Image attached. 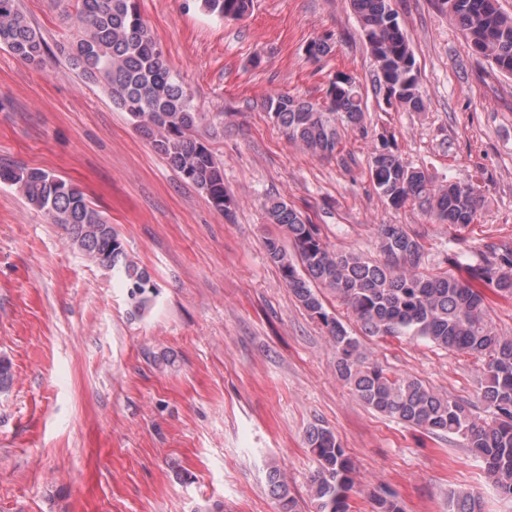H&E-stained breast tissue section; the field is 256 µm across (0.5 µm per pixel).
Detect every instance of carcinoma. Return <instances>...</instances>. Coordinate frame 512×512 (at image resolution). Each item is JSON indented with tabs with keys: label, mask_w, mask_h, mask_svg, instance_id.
<instances>
[{
	"label": "carcinoma",
	"mask_w": 512,
	"mask_h": 512,
	"mask_svg": "<svg viewBox=\"0 0 512 512\" xmlns=\"http://www.w3.org/2000/svg\"><path fill=\"white\" fill-rule=\"evenodd\" d=\"M76 28L63 46L70 65L86 79L103 84L112 101L127 112L136 132L163 156L168 166L202 190L219 212L231 199L224 174L198 134L202 120L179 75L168 65L148 31L136 0H74ZM200 8L219 19H240L252 0H199ZM457 23L469 50L512 75V15L498 0H437ZM377 72L386 102L415 112L424 109L415 58L398 21L393 0H349ZM41 68L47 49L20 10L17 0H0V46ZM333 51L331 38L309 43L306 53L319 59ZM363 94L355 79L339 72L328 84L325 105L287 94L268 96L266 109L290 141L311 153L332 158L340 140L336 121L357 126L363 118ZM370 174L379 195L394 209L419 204L440 224L467 227L477 220L480 197L471 185H437L428 171L411 167L390 151L373 154ZM0 182L14 186L37 210L60 225L92 262L118 273L138 312L151 297L149 273L130 262L122 240L80 185L37 167H0ZM266 216L295 248L290 255L277 237L266 239L269 259L284 284L332 341L337 377L368 406L407 426L435 436L459 437L479 459L494 486L512 495V337L497 334L486 322L483 295L452 273H424V248L402 224H382L378 248L383 259L328 247L319 228L283 200L268 203ZM454 265L472 278L512 293V246L485 245L478 252L455 253ZM333 291L366 337L406 336L437 347L482 358L476 392L490 419L476 422L468 404L444 398L423 382L397 377L365 360L361 341L328 312L314 285ZM305 440L316 461L311 480L315 512H351L354 465L335 432L323 425L306 429ZM280 512H299L281 474L267 473ZM374 512H402L397 494L384 489L371 496ZM448 512H482L480 498L463 491L448 494Z\"/></svg>",
	"instance_id": "carcinoma-1"
}]
</instances>
